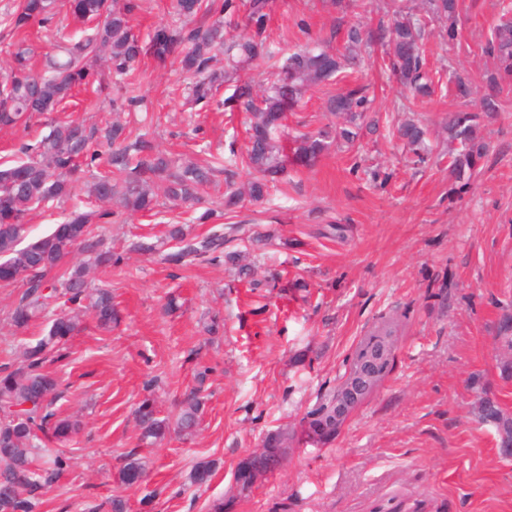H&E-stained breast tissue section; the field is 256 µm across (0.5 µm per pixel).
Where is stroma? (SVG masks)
<instances>
[{
    "mask_svg": "<svg viewBox=\"0 0 512 512\" xmlns=\"http://www.w3.org/2000/svg\"><path fill=\"white\" fill-rule=\"evenodd\" d=\"M388 0H276L268 27L274 50L288 54L313 40L339 45L350 24H374ZM512 0H460L458 36L431 22L424 58L432 97L412 102L381 68L383 50H368L352 79L310 90L288 113V136L332 122L329 97L350 81L367 85L373 131L355 148L330 146L314 167L292 165L264 201H242L223 218L224 249L248 255L259 287L238 279L231 265L192 262L178 267L160 253L131 250L163 239L168 225L203 234L193 211L161 202L156 215L116 208L95 232L124 259L97 269L121 310L112 332L84 318L68 357L54 369L67 389L58 414L80 415L84 427L67 445L68 466L44 498L41 512H84L120 496L129 512H512V454L495 427L480 418L482 397L512 414V360L497 340L512 315V87L500 110L480 122L487 154L467 186L448 176L442 121L475 109L478 99L449 92L453 73L474 80L493 71L484 47ZM136 75L150 105H112L94 89L77 93L62 116L89 124L120 121L175 159L199 152L224 161L246 147L245 116L188 104L186 76L143 59ZM413 104L428 130L431 151L418 158L391 135ZM86 198L77 183L70 200L49 202L28 216V236L53 224ZM21 289L0 284V365L16 362L19 346L42 335L45 319L19 330L8 316ZM177 296L180 310L164 309ZM218 320L216 333L207 325ZM394 327L393 361L379 386L319 444L301 437L302 419L348 372L369 336ZM211 368L199 432L139 443L135 410L153 396L161 415L174 416ZM156 378L152 392L143 384ZM282 428L298 436L280 471L249 496L234 497L238 464ZM137 450L148 472L141 486L118 477L123 456ZM213 462L209 485H192L199 461Z\"/></svg>",
    "mask_w": 512,
    "mask_h": 512,
    "instance_id": "stroma-1",
    "label": "stroma"
}]
</instances>
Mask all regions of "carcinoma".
<instances>
[{"label":"carcinoma","mask_w":512,"mask_h":512,"mask_svg":"<svg viewBox=\"0 0 512 512\" xmlns=\"http://www.w3.org/2000/svg\"><path fill=\"white\" fill-rule=\"evenodd\" d=\"M136 0H69L74 19L94 24L86 37L58 47V53L46 57L45 68L32 64L33 44L21 39L12 53L7 77L0 83V126L29 128L34 115L59 111L74 91L89 83L97 91L110 95L112 77L135 70L140 58L150 55L160 66L176 64L189 79V97L194 103H208L224 84L234 87L224 98V110L244 112L248 116L247 145L243 162L255 172L246 190L236 187L224 169L227 191L224 204H239L244 198L261 202L270 184L288 172V165L311 167L336 140L354 143L366 126L371 100L366 88L357 86L328 98L326 110L337 119L314 134H302L290 141L280 129L285 113L300 106L313 86L329 81L347 66L356 63L363 47L379 45L386 50L387 67L412 94L425 98L433 93V82L425 68L422 40L433 18L448 21V38L454 39L460 15V0H426L416 13L404 6V0H391L388 22L374 28L349 25L344 33V52L316 42L279 58L267 44L271 0H174L177 19L157 29L142 41L132 28ZM58 10L57 0H19L12 14L16 32L34 23L50 22ZM219 17L204 26L199 17L212 13ZM485 51L496 61L495 71L483 78L484 93L480 108L455 112L444 124L448 133V171L458 182L472 176L485 155V145L476 130L480 114L499 109L504 84L512 82V19L505 18L495 27ZM224 54V68L216 67L217 54ZM259 58L277 70L267 87H257L241 73ZM426 129L409 119L397 128V136L416 155L426 150ZM96 142L112 146L107 163L110 174L96 178L87 186L88 198L99 208L75 209L54 225L43 237L22 244L27 216L51 200H64L84 172L82 165L97 159L92 150ZM215 171L208 159L178 162L140 137L132 136L127 125L111 123L88 126L75 120H56L27 160L0 163V282L19 283L24 291L9 314L17 329L26 328L38 318L50 302L65 299L69 310L51 320L46 333L36 342L22 347L20 361L0 368V512H40L43 496L67 466L62 450L53 451L43 444L51 438L63 444L78 434L83 421L77 415L59 417L51 410L61 396L60 380L49 365L66 357L70 339L81 330L80 313L92 315L98 328L112 330L120 311L108 288L92 286L90 272L121 262L122 256L104 246L94 234L93 225L107 224L112 210L104 205L117 202L130 212L148 213L156 206V190L175 203L200 201V190ZM168 237L179 250L167 256L172 263L194 257L207 263H228L244 276L252 265L239 253L224 252L223 230L204 236H189L180 224H172ZM80 252L85 260L67 276L53 278L50 273L72 254ZM336 394H331L307 414L308 432L321 441L336 436L337 427L329 421ZM203 405L199 393L188 396L175 419L157 417L153 401L145 399L136 410L140 441L153 444L175 431L184 438L195 434ZM482 418L495 425L501 447L512 448V418L490 399L480 407ZM290 434L270 435L261 453L244 459L237 467L238 495L251 492V480L271 472ZM122 482L138 486L146 471L136 453L130 452L120 470Z\"/></svg>","instance_id":"obj_1"}]
</instances>
